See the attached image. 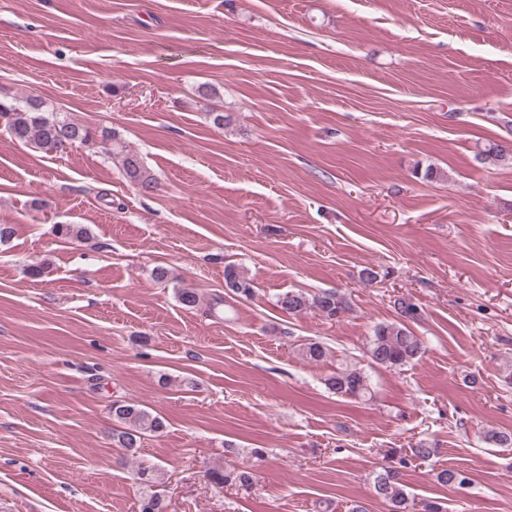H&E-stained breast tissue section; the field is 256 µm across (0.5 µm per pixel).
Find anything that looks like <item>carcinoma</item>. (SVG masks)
<instances>
[{"label": "carcinoma", "mask_w": 512, "mask_h": 512, "mask_svg": "<svg viewBox=\"0 0 512 512\" xmlns=\"http://www.w3.org/2000/svg\"><path fill=\"white\" fill-rule=\"evenodd\" d=\"M1 119L12 138L46 154L62 152L67 144L71 146L80 143L103 148L110 143L112 152L120 159L126 178L144 191L154 187L156 178L153 172L145 167L137 153L126 149L110 129H98L54 115L45 108L42 100L34 97L10 103L0 102ZM507 153L506 147L493 144L479 152L477 158L494 164ZM53 233L63 240L88 238V228L81 224H55ZM224 294L232 299H249L254 295V286L241 271L229 265L224 269ZM277 304L293 315L315 309L327 320L338 319L348 310V302L337 291H323L312 297L300 291H288L278 297ZM424 352L421 339L403 323L376 326L366 349L372 363L386 368L405 366L420 359ZM327 386L342 397L373 399L368 377L357 368L340 369L327 378ZM111 412L112 419L121 424V430L112 435L113 441L130 459L136 458L143 436L160 433L165 429L162 418L130 401L112 402ZM138 477L143 489L139 512H167L168 504L160 492L155 490V470L140 467ZM207 477L210 483L218 487L233 482L246 485L251 480L247 471L235 473L219 469L209 471ZM374 491L377 497L395 507L394 512H409V498L400 483L397 468L387 467L378 473L374 479Z\"/></svg>", "instance_id": "obj_1"}]
</instances>
